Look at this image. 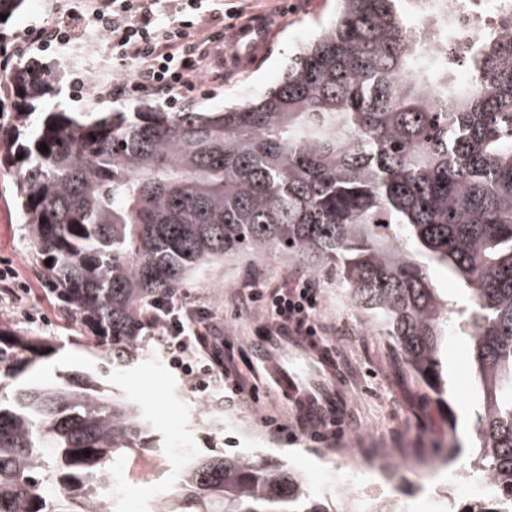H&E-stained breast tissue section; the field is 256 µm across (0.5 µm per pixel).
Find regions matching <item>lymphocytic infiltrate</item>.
<instances>
[{
	"label": "lymphocytic infiltrate",
	"mask_w": 512,
	"mask_h": 512,
	"mask_svg": "<svg viewBox=\"0 0 512 512\" xmlns=\"http://www.w3.org/2000/svg\"><path fill=\"white\" fill-rule=\"evenodd\" d=\"M207 8L206 0H91L90 15L69 11L66 21L37 28L41 51L67 44L95 22L112 44V58L127 74L102 87L101 97H134L146 88L166 91L170 106L178 92L192 87L205 67L206 54L193 31ZM321 298L317 281L301 274L270 285L259 278L243 283L240 299L258 304L273 328H295L315 335L321 327L316 311ZM210 312L175 302L162 321V338L170 366L190 377L193 386L207 390L216 377L224 379V397L235 400L246 377L238 371L217 374L206 358L193 350L195 341L211 330Z\"/></svg>",
	"instance_id": "f902f5d3"
}]
</instances>
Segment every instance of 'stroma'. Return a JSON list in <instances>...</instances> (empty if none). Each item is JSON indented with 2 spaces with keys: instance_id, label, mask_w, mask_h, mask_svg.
<instances>
[{
  "instance_id": "35a3bbf8",
  "label": "stroma",
  "mask_w": 512,
  "mask_h": 512,
  "mask_svg": "<svg viewBox=\"0 0 512 512\" xmlns=\"http://www.w3.org/2000/svg\"><path fill=\"white\" fill-rule=\"evenodd\" d=\"M224 11L203 20L197 32L213 36L207 44L209 65L194 87L184 90L182 101L217 110L224 105L259 94L275 84L290 53L313 37L336 15V0H223ZM71 0H24L22 7L0 22L12 47L26 48L35 29L56 21L71 8ZM258 14L273 15L278 31L262 57L250 65L232 69L222 64L217 47L225 45L237 21ZM91 44L85 62L67 60L63 51L40 54L39 59L61 77L42 102L43 111L64 107L70 112H101L109 101L87 93L83 101L70 95L74 73L92 76L96 85L117 79L112 68L107 39L96 30L85 33ZM14 167L0 163V261H9L31 291L21 300L0 294V319L17 328L47 337L58 353L46 362L42 374L85 369L91 358L86 344L75 341V325L60 315L45 293V281L37 272L38 257L32 250L28 226L16 194ZM295 261L278 258L258 262L228 260L210 282H194L183 288L185 301L206 307L224 334V354L235 366L253 363L252 344L264 339L270 322L259 310L242 308L238 298L241 283L261 275L276 285L303 273ZM322 297L317 319L323 340L332 346L346 378L344 404L347 422L335 438L316 441L309 425L294 411L262 366L248 376L249 392L235 403L223 402V384L201 392L170 368L159 331L143 337L144 357L132 368L118 372L112 388L140 404L150 417L152 447L119 457L109 470L111 498L120 501L130 494L147 498L155 492L171 493L178 486L186 459L225 453H259L280 459L297 469L312 494L323 497L336 512L345 507L346 486L354 478L344 464V451L357 449L375 457L386 448L396 463L417 455H433L436 446L455 439L462 459L472 458L473 434L480 400L472 375V354L466 338L449 335L457 356L443 354L450 390L448 408H441L409 375L405 364L370 322L364 320L346 299L335 272L319 276ZM283 432H275L274 424Z\"/></svg>"
}]
</instances>
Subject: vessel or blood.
Here are the masks:
<instances>
[{
    "label": "vessel or blood",
    "instance_id": "b4317fda",
    "mask_svg": "<svg viewBox=\"0 0 512 512\" xmlns=\"http://www.w3.org/2000/svg\"><path fill=\"white\" fill-rule=\"evenodd\" d=\"M274 30L267 16L236 25L225 55L227 63L241 65L260 57ZM253 354L309 425L342 421L343 389L336 355L319 337L292 330L255 342Z\"/></svg>",
    "mask_w": 512,
    "mask_h": 512
}]
</instances>
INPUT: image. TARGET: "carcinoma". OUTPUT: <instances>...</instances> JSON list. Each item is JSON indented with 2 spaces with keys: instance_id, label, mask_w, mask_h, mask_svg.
<instances>
[{
  "instance_id": "cac0c4a2",
  "label": "carcinoma",
  "mask_w": 512,
  "mask_h": 512,
  "mask_svg": "<svg viewBox=\"0 0 512 512\" xmlns=\"http://www.w3.org/2000/svg\"><path fill=\"white\" fill-rule=\"evenodd\" d=\"M423 0H337L336 18L281 79L221 110H58L39 127L48 70L18 65L0 155L42 276L63 315L91 331L93 374H28L56 352L0 321V512H112L102 477L141 448L147 417L103 379L141 357L144 333L187 280L226 258L336 270L350 301L448 405L440 351L469 338L481 397V496L512 500V12L466 52L469 76L422 54ZM46 144L48 150L40 149ZM433 266L469 295L450 306ZM90 456H85V451ZM162 512H332L282 461L194 460Z\"/></svg>"
}]
</instances>
